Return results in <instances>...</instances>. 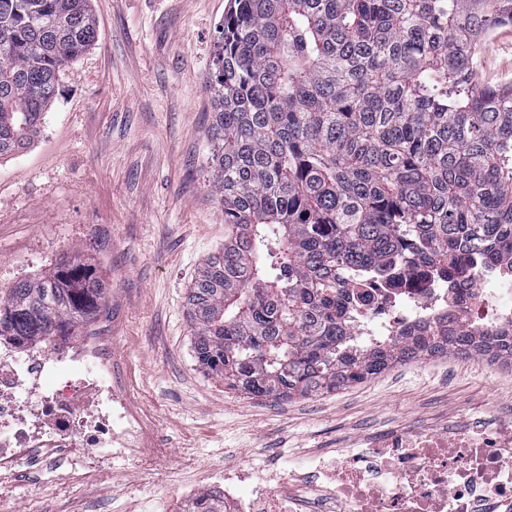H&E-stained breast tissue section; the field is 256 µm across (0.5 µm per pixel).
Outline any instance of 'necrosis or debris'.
Here are the masks:
<instances>
[{"label": "necrosis or debris", "instance_id": "4bbe7bcc", "mask_svg": "<svg viewBox=\"0 0 512 512\" xmlns=\"http://www.w3.org/2000/svg\"><path fill=\"white\" fill-rule=\"evenodd\" d=\"M444 319L488 336L512 332V279L487 266L446 280L412 271L373 285L356 333L393 336ZM145 437L95 339L0 348V485L43 458L60 472L107 475L119 462L152 471ZM314 473L345 512H512V421L390 431L350 455L319 459ZM223 479L226 512H285L279 487L297 503L310 491L302 479L258 467Z\"/></svg>", "mask_w": 512, "mask_h": 512}]
</instances>
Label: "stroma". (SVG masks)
<instances>
[{"label":"stroma","instance_id":"obj_1","mask_svg":"<svg viewBox=\"0 0 512 512\" xmlns=\"http://www.w3.org/2000/svg\"><path fill=\"white\" fill-rule=\"evenodd\" d=\"M229 3L92 0L97 41L63 70L32 145L0 160V288L77 249L100 267L107 307L86 334L108 338L113 380L169 458L151 475L20 480L13 512H184L224 467L309 461L394 428L512 419V371L481 360L426 357L278 401L197 366L187 294L224 245L207 82ZM480 73L512 81V27L487 39Z\"/></svg>","mask_w":512,"mask_h":512}]
</instances>
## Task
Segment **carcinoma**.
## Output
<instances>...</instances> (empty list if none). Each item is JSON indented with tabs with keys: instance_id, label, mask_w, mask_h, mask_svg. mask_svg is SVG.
<instances>
[{
	"instance_id": "1",
	"label": "carcinoma",
	"mask_w": 512,
	"mask_h": 512,
	"mask_svg": "<svg viewBox=\"0 0 512 512\" xmlns=\"http://www.w3.org/2000/svg\"><path fill=\"white\" fill-rule=\"evenodd\" d=\"M512 0H231L210 172L224 248L189 288L197 365L251 398L318 396L420 356L509 357L434 323L366 351L360 289L418 267L512 278V83L478 59ZM91 0H0V158L39 134L66 65L94 45ZM79 252L0 291V337L63 342L101 311Z\"/></svg>"
}]
</instances>
